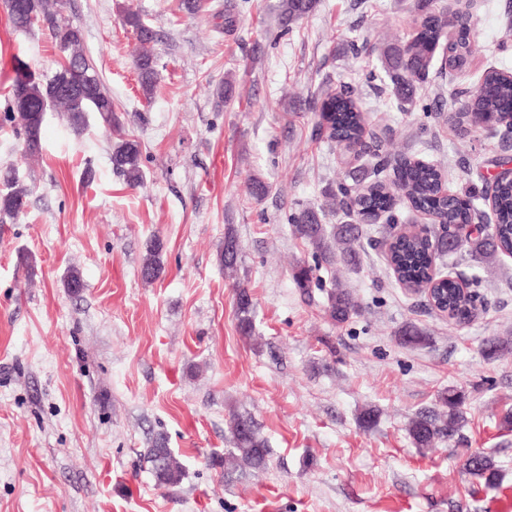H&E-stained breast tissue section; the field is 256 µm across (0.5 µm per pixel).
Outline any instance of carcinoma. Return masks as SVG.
Here are the masks:
<instances>
[{"mask_svg":"<svg viewBox=\"0 0 512 512\" xmlns=\"http://www.w3.org/2000/svg\"><path fill=\"white\" fill-rule=\"evenodd\" d=\"M319 0H278L275 6L278 28L287 32L303 16L313 12ZM433 0H420L418 9L424 15L413 33L402 40L390 38L370 47L369 53L378 55L388 85L400 103L414 105L416 85L424 82L430 71L460 73L467 70L473 54L469 16L463 11L450 14L430 10ZM63 0H6L7 15L17 31L32 30L39 20L50 23L51 37L62 53V61L55 73L47 78L31 69L20 56H13V76L8 86L4 119L13 125L22 139L24 154L30 158L42 152L43 125L47 111L60 112L68 126L80 133L86 124V115L96 112L107 127L120 125L114 113L112 96L102 79L90 65L84 50L79 27L60 17ZM123 24L132 28L140 43L135 57L140 84L144 91L153 89L158 72L152 49L155 34L142 15L128 9ZM452 97L460 101L450 118L460 128L472 125L484 130L503 128L501 135L512 138V123L506 114L512 111V73L492 67L485 71L473 90H458ZM321 107L315 116L316 125L328 133V139L348 147H360L361 153L371 157L370 176L373 180L363 189L340 181L328 189L329 212L341 214L346 221L325 224L326 211L296 208L287 216L292 234L311 249V260L299 262L292 270L296 287L305 295L320 285L315 273L325 270L333 276V287L326 293V312L336 323H344L358 314L359 303L352 292L341 286L337 265L349 267L359 264L364 225L376 219H386V260L397 282L410 292L432 288L437 307L448 311V320L455 323L471 321L477 316L473 300L483 287V280L470 279L471 289L460 288L452 279L440 280L437 261L448 255L466 254L487 266L512 255V180L499 177L490 196L442 193L444 170L405 154L383 150L377 134L366 131L369 113L366 112L349 85L335 89L330 83L321 87ZM112 169L125 182L137 187L143 184L144 171L139 144L123 140L111 153ZM0 223L15 219L27 204L29 189L19 184L12 168L0 169ZM404 197L409 208L416 212H431L439 225L409 234L392 233L398 223V197ZM491 199L494 223L469 233L457 234L458 227L469 224L478 212L479 202ZM232 230L224 233V247L217 257L224 277L237 278L240 250ZM163 243L158 237L146 244V255L141 275L147 281L158 279L164 272L161 256ZM254 302L245 287H237L236 316L240 334L248 339L254 334ZM398 342L409 348L425 346L430 337L412 323L396 332ZM512 352V339L493 337L486 341L487 357H498ZM447 410L420 413L409 424V434L417 448L424 450L444 437L453 438L466 424L462 409L463 395L450 389L441 395ZM234 448L224 459L227 471L265 468L270 456L267 441L260 435L251 418L235 416L230 423ZM144 461L148 464L159 486H175L184 478V468L166 440L160 436L146 449ZM463 470L474 479L493 485L499 479L494 457L485 452L469 453L463 458Z\"/></svg>","mask_w":512,"mask_h":512,"instance_id":"cac0c4a2","label":"carcinoma"}]
</instances>
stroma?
Listing matches in <instances>:
<instances>
[{"label": "stroma", "mask_w": 512, "mask_h": 512, "mask_svg": "<svg viewBox=\"0 0 512 512\" xmlns=\"http://www.w3.org/2000/svg\"><path fill=\"white\" fill-rule=\"evenodd\" d=\"M275 2L207 0L193 14L182 0H64L122 126L106 132L91 112L77 134L47 113L42 154L29 161L0 120V167L31 190L24 213L0 224V512H512V431L500 425L512 410V353H483L488 338L512 337V257L494 268L446 257L454 273L484 280V310L457 325L400 287L381 225H365L358 268L339 271L360 311L336 324L324 291L306 296L293 282L310 248L286 221L292 208L325 207L327 187L348 170L315 130L325 80L354 87L388 147L447 167L449 190L480 188L478 159L502 147L487 131L459 132L449 94L473 88L488 67L512 69V43L498 47L512 0H474L470 69L430 74L428 113L399 111L368 87L378 59L349 49L411 34L418 0H320L283 36ZM229 4L239 25L228 37ZM129 8L156 34L149 94L131 64ZM17 53L47 76L61 59L48 23L13 30L0 4V108ZM125 139L143 152L137 189L110 162ZM254 177L269 185L263 198L249 193ZM229 227L242 245L238 279L256 304L251 341L217 261ZM155 236L165 273L148 282L140 269ZM73 272L76 291L65 286ZM407 322L429 345L396 341ZM451 388L465 395V427L419 451L410 419L440 410ZM370 407L378 419L367 429L358 417ZM236 414L266 439V469L225 472ZM158 436L185 470L177 486H158L142 458ZM466 450L494 455L496 486L462 471Z\"/></svg>", "instance_id": "stroma-1"}]
</instances>
